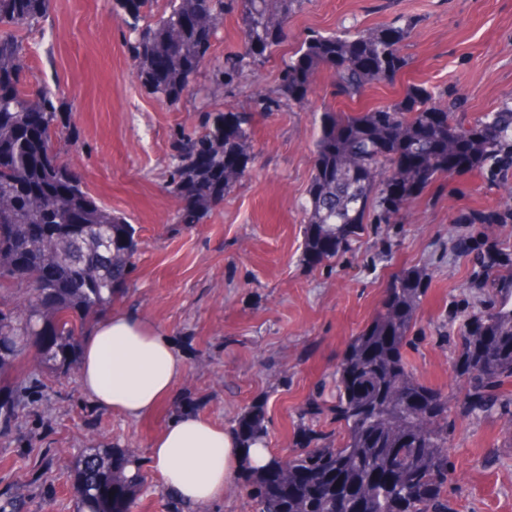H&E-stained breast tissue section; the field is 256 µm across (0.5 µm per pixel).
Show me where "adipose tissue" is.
<instances>
[{
	"instance_id": "ef3b65f1",
	"label": "adipose tissue",
	"mask_w": 512,
	"mask_h": 512,
	"mask_svg": "<svg viewBox=\"0 0 512 512\" xmlns=\"http://www.w3.org/2000/svg\"><path fill=\"white\" fill-rule=\"evenodd\" d=\"M183 364L153 322L115 312L100 319L83 340L79 383L99 405L137 419L170 394ZM151 458L166 487L185 503L207 507L224 498L246 466L262 468L270 450L258 442L243 448L234 433L185 413L151 442Z\"/></svg>"
}]
</instances>
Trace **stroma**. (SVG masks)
Listing matches in <instances>:
<instances>
[{
	"instance_id": "stroma-1",
	"label": "stroma",
	"mask_w": 512,
	"mask_h": 512,
	"mask_svg": "<svg viewBox=\"0 0 512 512\" xmlns=\"http://www.w3.org/2000/svg\"><path fill=\"white\" fill-rule=\"evenodd\" d=\"M408 20L414 27L402 52L409 65L395 83L349 100L320 72L304 103L255 116L245 176L196 223H180L188 203L168 183L172 128H194L200 108L238 112L252 96L273 93L283 63L310 33ZM288 34L236 88L175 108L134 77L126 22L110 0H53L28 34L25 85L60 90L73 104L69 121L80 137L62 139L61 161L136 230L130 275L112 308L160 327L184 372L171 396L138 419L95 404L77 371L51 382L38 372L14 375L8 397L20 411L0 421V503L18 497L24 512H77L68 461L89 448H123L146 475L134 512H249L234 486L204 509L177 498L152 466V439L186 411L232 429L237 413L253 404L263 408L271 453L303 445L306 432L338 433L329 410L336 367L376 316L393 276L418 268L429 287L404 354L420 381L448 396V498L454 512H512V452L502 430L512 385L493 414L464 408L455 334L460 310L483 298L484 270L460 251L469 228L451 217L494 204L498 191L476 172L452 174L457 194L424 189L397 223L363 225L346 252L315 267L303 258L300 209L324 105L367 111L418 83L457 91L463 123L496 107L512 90V0H305L289 16Z\"/></svg>"
}]
</instances>
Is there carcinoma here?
Segmentation results:
<instances>
[{"mask_svg": "<svg viewBox=\"0 0 512 512\" xmlns=\"http://www.w3.org/2000/svg\"><path fill=\"white\" fill-rule=\"evenodd\" d=\"M304 0H168L152 15L153 0H112L129 18L128 50L134 75L149 94L173 106L209 84H238L248 66L271 56L269 41ZM236 11L244 34L240 51L210 57L227 8ZM50 10V0H0V281L23 286L24 302L0 303V383L26 357L36 369L66 373L77 361L89 323L112 305L126 283L136 248L135 229L122 213L95 198L71 169L59 162L55 141L78 139L69 106L49 88L33 94L19 83L30 47L25 34ZM199 16L205 31L181 22ZM413 22L366 31L306 37L279 75L276 94L256 96L255 112H277L300 103L318 72L328 71L336 94L355 98L368 86L392 84L407 68L401 44ZM451 93L406 85L400 99L367 112L321 115L313 150V173L303 206L305 257L313 265L336 257L364 224H391L407 205L455 167L448 156L468 150L466 168H476L488 189L508 195L494 206L461 212L467 224L464 252H472L487 224H512V92L496 108L463 125ZM249 112H204L202 132L173 130L170 168L173 192L191 187L198 209L224 200L248 168L252 135ZM82 214L78 225L64 213ZM489 303L460 315L461 373L468 379L470 411L490 413L495 390L512 378V263L489 273ZM426 291L425 274L406 270L393 277L383 308L352 337L336 367L339 439L244 468L238 488L251 512H453L448 500V399L419 381L403 355ZM236 434L250 446L266 441L264 415L250 406L236 418ZM130 459L120 448L85 454L72 464L70 480L79 512H132L141 469L132 475L113 461Z\"/></svg>", "mask_w": 512, "mask_h": 512, "instance_id": "obj_1", "label": "carcinoma"}]
</instances>
